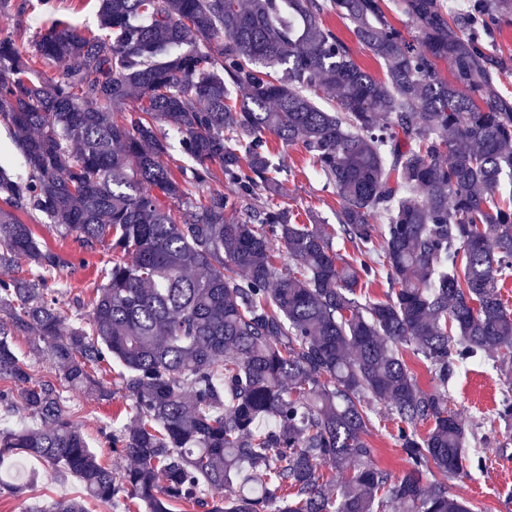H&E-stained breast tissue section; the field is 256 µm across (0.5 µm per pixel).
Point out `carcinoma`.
I'll list each match as a JSON object with an SVG mask.
<instances>
[{
	"label": "carcinoma",
	"instance_id": "obj_1",
	"mask_svg": "<svg viewBox=\"0 0 512 512\" xmlns=\"http://www.w3.org/2000/svg\"><path fill=\"white\" fill-rule=\"evenodd\" d=\"M98 2L101 36L54 21L34 56L19 36L0 37V121L25 168L0 165V406L17 396L38 423L0 427V467L41 459L84 489L27 512H90L120 497L137 512H472L448 480L482 458L468 454L448 385L472 361L512 369L501 296L512 96L485 47L512 0L464 11L392 0L409 37L387 0ZM330 13L384 77L357 64L323 23ZM38 58L65 63L64 75L31 77ZM330 97L337 109L317 104ZM168 130L190 161L176 172L163 161ZM268 134L301 147L335 189L337 225L299 224L275 203L288 170ZM212 181L229 192H204ZM261 190L266 202L248 206ZM24 215L112 252L90 311L62 312L71 262ZM336 240L353 246L350 263ZM276 242L294 264L286 275ZM19 259L24 276L11 274ZM381 278L387 299L357 294ZM19 333L54 378H35L13 348ZM409 346L433 390L404 359ZM114 361L130 418L106 442L134 461L121 473L90 448L65 396L109 399L95 374ZM379 401L406 455L397 477L366 440ZM324 467L353 475L335 486ZM28 488L0 478L15 497Z\"/></svg>",
	"mask_w": 512,
	"mask_h": 512
}]
</instances>
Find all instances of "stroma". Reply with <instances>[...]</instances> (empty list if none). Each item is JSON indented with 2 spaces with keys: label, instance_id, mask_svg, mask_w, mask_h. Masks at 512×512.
I'll return each instance as SVG.
<instances>
[{
  "label": "stroma",
  "instance_id": "35a3bbf8",
  "mask_svg": "<svg viewBox=\"0 0 512 512\" xmlns=\"http://www.w3.org/2000/svg\"><path fill=\"white\" fill-rule=\"evenodd\" d=\"M54 14L42 12L38 0H10V6L0 14V36L21 32L22 45L27 52H34L40 31L46 29L52 19L67 21L79 31H98L99 17L96 0H57ZM270 147L280 154L290 175L279 198L281 205L294 212L312 213L319 222L332 224L336 221L339 199L335 191L327 187L323 178L317 176L307 166L300 148L283 146L277 139H270ZM35 234L50 247L58 250L68 259H86V266L65 270L63 278L70 291L68 300L89 301L96 285V256L85 255L79 242L74 239H61L50 225L34 224ZM112 383L114 373L104 376ZM512 390V374L492 369L491 366L475 364L463 373L449 391L450 404L456 409L466 425L485 422L494 429L487 441L472 440L471 448L480 451L484 458L483 470L451 479L453 493L468 501L474 512H512V470L502 469L504 461H512V431L499 421L497 409L500 401ZM126 400L120 388L114 387L112 397L99 401L74 393L70 396V406L74 418L92 448H95L101 461L115 471H122L127 460L114 456L105 443L102 433L113 418L123 412ZM374 426L368 441L376 450L375 464L392 475H402L405 468V455L393 438V425L384 405L374 407ZM28 471L35 480L27 497L16 498L0 494V512H23L29 504L46 503L61 497L81 495L80 481L69 474L58 472L47 464L28 457L24 460Z\"/></svg>",
  "mask_w": 512,
  "mask_h": 512
}]
</instances>
